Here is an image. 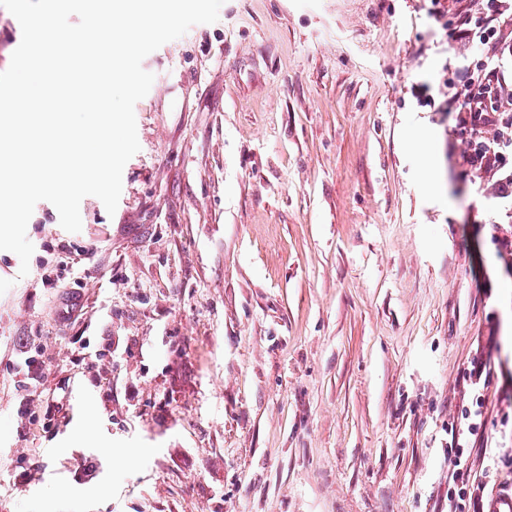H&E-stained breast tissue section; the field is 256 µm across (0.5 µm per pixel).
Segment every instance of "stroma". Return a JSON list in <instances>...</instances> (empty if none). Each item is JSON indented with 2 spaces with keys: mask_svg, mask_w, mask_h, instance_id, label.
I'll list each match as a JSON object with an SVG mask.
<instances>
[{
  "mask_svg": "<svg viewBox=\"0 0 512 512\" xmlns=\"http://www.w3.org/2000/svg\"><path fill=\"white\" fill-rule=\"evenodd\" d=\"M456 22L431 0H225L144 58L115 213L85 197L70 233L41 201L28 275L0 250V512H455L457 474L488 512L512 488V154L462 163ZM87 246L78 290L44 287ZM48 401L51 425L22 423ZM89 403L96 437L72 443ZM409 146L420 157L421 165L426 173V187L433 189L437 182L433 178V172L437 166V158L433 148V141L429 132L418 131L410 140ZM35 355L29 351H24L26 355L19 364L17 374H23L24 380L32 388H37L41 384L44 375V361L40 359V351L34 348Z\"/></svg>",
  "mask_w": 512,
  "mask_h": 512,
  "instance_id": "stroma-1",
  "label": "stroma"
}]
</instances>
